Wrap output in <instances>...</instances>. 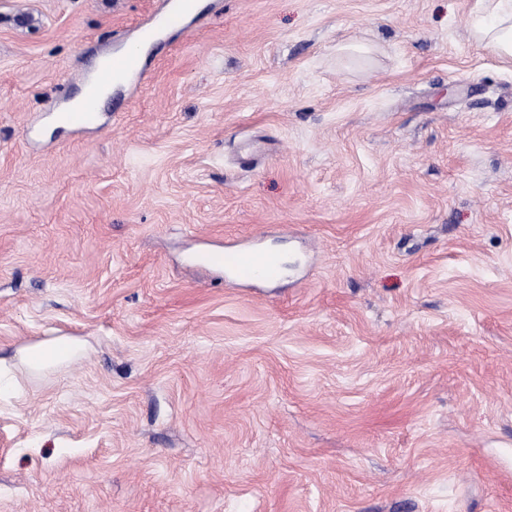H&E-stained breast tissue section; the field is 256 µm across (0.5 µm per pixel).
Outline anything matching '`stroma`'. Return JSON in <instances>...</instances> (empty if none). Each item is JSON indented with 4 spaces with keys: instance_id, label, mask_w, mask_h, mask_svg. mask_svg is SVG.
<instances>
[{
    "instance_id": "stroma-1",
    "label": "stroma",
    "mask_w": 512,
    "mask_h": 512,
    "mask_svg": "<svg viewBox=\"0 0 512 512\" xmlns=\"http://www.w3.org/2000/svg\"><path fill=\"white\" fill-rule=\"evenodd\" d=\"M0 0V512H512V62L475 0ZM259 241L283 279L192 251ZM85 339L31 374L29 343ZM198 0H166L164 7L151 17V23L140 33L141 40L152 39L158 29L177 28L185 25L188 19L195 18ZM116 46L112 52V58L97 69L94 78L97 85L123 86L135 79L140 86L145 85L148 81V73L138 50L123 42L117 43ZM95 95L90 93L85 101L78 107H68L61 101L45 115L50 120L59 118L66 126L74 131L96 129L101 124L100 116L95 103Z\"/></svg>"
}]
</instances>
